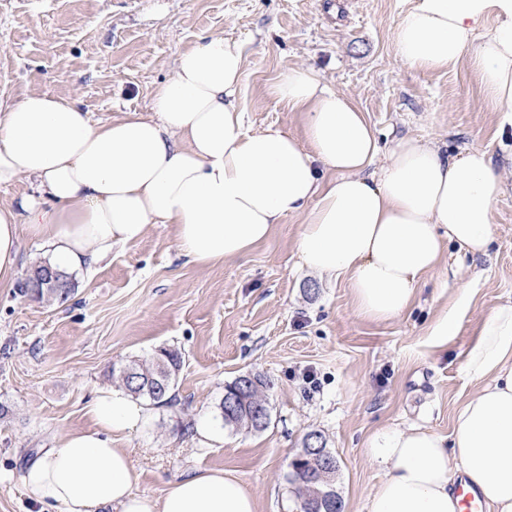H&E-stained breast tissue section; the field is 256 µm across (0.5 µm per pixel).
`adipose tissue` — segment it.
Listing matches in <instances>:
<instances>
[{"instance_id": "adipose-tissue-1", "label": "adipose tissue", "mask_w": 512, "mask_h": 512, "mask_svg": "<svg viewBox=\"0 0 512 512\" xmlns=\"http://www.w3.org/2000/svg\"><path fill=\"white\" fill-rule=\"evenodd\" d=\"M394 46L424 72L469 59L512 126V0H418ZM243 67L240 42L205 38L155 87L150 118L95 123L78 103L46 94L0 101V187L25 176L38 185L18 205H0V286L13 283L24 228L73 272L91 270L151 224L175 225L180 251L197 264L243 258L296 215L303 264L346 280L362 315L388 321L410 307L446 245L487 252L512 149L496 165L479 148L445 155L405 139L377 165L372 126L311 67L288 69L272 89L304 112L303 138L251 133L238 103ZM463 372L480 388L459 406L450 436L410 427L367 439V457L385 472L367 512H459L452 488L460 475L491 512H512V304L486 316ZM86 412L93 428L23 470L39 512H257L253 492L221 470L188 474L158 498L135 494L140 474L116 441L148 422V405L107 388Z\"/></svg>"}]
</instances>
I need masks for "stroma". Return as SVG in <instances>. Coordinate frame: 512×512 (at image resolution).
Instances as JSON below:
<instances>
[{"mask_svg": "<svg viewBox=\"0 0 512 512\" xmlns=\"http://www.w3.org/2000/svg\"><path fill=\"white\" fill-rule=\"evenodd\" d=\"M417 0H0V99L46 93L73 100L92 121L152 112V92L200 39L245 45L239 104L247 131L304 136L302 112L271 89L291 67L310 66L374 127L386 161L399 140L442 149L477 146L498 158L512 145L469 61L422 72L396 55L393 33ZM495 205L483 255L449 247L411 307L386 322L360 315L345 280L300 263V217H283L242 259L207 266L181 254L171 224L149 225L114 247L94 272H74L63 302L0 288V512H38L21 475L26 458L69 432L93 428L86 406L112 386L114 364L161 348L181 352L178 403L152 407L150 423L121 436L140 474L138 493L159 496L200 470H223L253 492L257 512H297L289 463L318 431L338 462L344 512H365L382 477L364 443L389 428L450 435L477 382L462 373L485 317L512 303V174ZM457 332L430 330L445 312ZM257 373L273 383L271 420L259 432L224 427V387ZM220 427L201 446L194 425Z\"/></svg>", "mask_w": 512, "mask_h": 512, "instance_id": "obj_1", "label": "stroma"}]
</instances>
